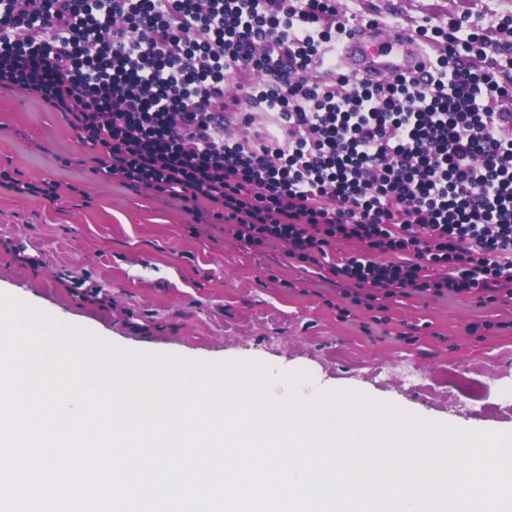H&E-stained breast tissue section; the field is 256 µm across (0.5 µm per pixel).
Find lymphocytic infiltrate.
<instances>
[{"label": "lymphocytic infiltrate", "mask_w": 512, "mask_h": 512, "mask_svg": "<svg viewBox=\"0 0 512 512\" xmlns=\"http://www.w3.org/2000/svg\"><path fill=\"white\" fill-rule=\"evenodd\" d=\"M345 29L337 0H0V87L65 113L97 172L327 266L352 304L512 298V19L416 26L425 82L325 68ZM342 241L361 252L327 263Z\"/></svg>", "instance_id": "f902f5d3"}]
</instances>
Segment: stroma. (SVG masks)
<instances>
[{
	"label": "stroma",
	"instance_id": "35a3bbf8",
	"mask_svg": "<svg viewBox=\"0 0 512 512\" xmlns=\"http://www.w3.org/2000/svg\"><path fill=\"white\" fill-rule=\"evenodd\" d=\"M375 14L412 29L432 17L512 16V0H341L352 24ZM61 113L0 89V174L52 182L54 199L0 188V292L126 350L193 362H256L270 392L305 372L301 397L354 391L426 419L512 433V299L395 297L383 316L349 306L316 267L279 244L244 249L219 224H194L180 201L94 173Z\"/></svg>",
	"mask_w": 512,
	"mask_h": 512
}]
</instances>
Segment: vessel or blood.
I'll list each match as a JSON object with an SVG mask.
<instances>
[{"label": "vessel or blood", "mask_w": 512, "mask_h": 512, "mask_svg": "<svg viewBox=\"0 0 512 512\" xmlns=\"http://www.w3.org/2000/svg\"><path fill=\"white\" fill-rule=\"evenodd\" d=\"M337 72L372 81L420 77L429 65L426 41L415 32L391 30L376 19L348 28L331 50Z\"/></svg>", "instance_id": "1"}]
</instances>
